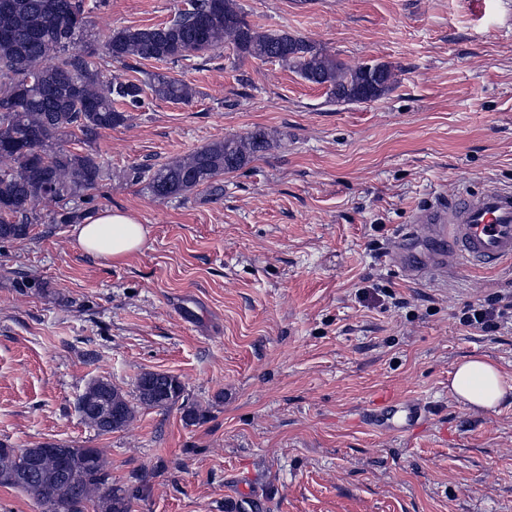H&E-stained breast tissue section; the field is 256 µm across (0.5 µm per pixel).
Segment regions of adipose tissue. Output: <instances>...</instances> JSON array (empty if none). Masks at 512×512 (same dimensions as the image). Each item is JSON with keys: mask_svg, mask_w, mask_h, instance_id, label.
I'll return each mask as SVG.
<instances>
[{"mask_svg": "<svg viewBox=\"0 0 512 512\" xmlns=\"http://www.w3.org/2000/svg\"><path fill=\"white\" fill-rule=\"evenodd\" d=\"M76 243L85 252L118 262L144 245L148 230L131 213L102 210L75 228ZM452 393L466 404L479 409L497 407L512 391L500 368L481 357H472L456 365L450 381Z\"/></svg>", "mask_w": 512, "mask_h": 512, "instance_id": "1", "label": "adipose tissue"}]
</instances>
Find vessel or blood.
Wrapping results in <instances>:
<instances>
[{"mask_svg":"<svg viewBox=\"0 0 512 512\" xmlns=\"http://www.w3.org/2000/svg\"><path fill=\"white\" fill-rule=\"evenodd\" d=\"M415 223L428 225L431 233L450 244L448 254L434 255L428 264L436 270L446 261L466 268L491 267L512 262V188L462 193L456 202L432 204L414 216ZM425 413L413 400L392 398L363 412L362 419L373 428L405 431L415 427Z\"/></svg>","mask_w":512,"mask_h":512,"instance_id":"b4317fda","label":"vessel or blood"}]
</instances>
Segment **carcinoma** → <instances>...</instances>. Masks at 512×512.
<instances>
[{"label":"carcinoma","mask_w":512,"mask_h":512,"mask_svg":"<svg viewBox=\"0 0 512 512\" xmlns=\"http://www.w3.org/2000/svg\"><path fill=\"white\" fill-rule=\"evenodd\" d=\"M84 0H0V242L27 238L33 222L51 214L61 224L79 219L64 201L95 188L103 171L90 154L59 145L78 130L88 137L125 125L124 104L136 106L145 93L161 101L186 103L195 96L185 81L164 73L147 80L105 78L87 40ZM232 45L240 58L275 62L308 83L327 89L336 103H367L391 90V66L383 62L346 66L322 48L285 31L251 25L237 0H194L164 24L110 31L106 55L113 62L130 58L177 64ZM268 146L265 132L213 141L148 175L158 199L180 198L221 174L244 168ZM184 393L178 378L145 372L136 382L137 403L165 409ZM85 423L106 434L123 428L136 409L127 395L105 379L90 382L79 399ZM76 474L66 482L57 455L41 454L31 478L1 481L37 495L44 512H130L140 487L114 486L108 461L99 448L66 447ZM18 471L13 450L0 444V475Z\"/></svg>","instance_id":"carcinoma-1"}]
</instances>
